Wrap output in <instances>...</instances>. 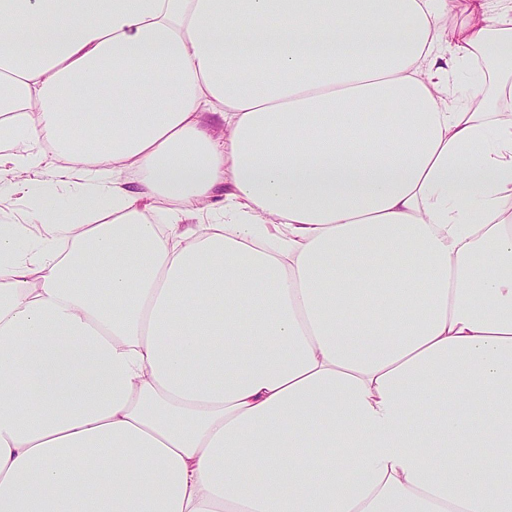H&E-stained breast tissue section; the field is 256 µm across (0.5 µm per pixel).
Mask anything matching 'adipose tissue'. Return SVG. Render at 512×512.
<instances>
[{
	"mask_svg": "<svg viewBox=\"0 0 512 512\" xmlns=\"http://www.w3.org/2000/svg\"><path fill=\"white\" fill-rule=\"evenodd\" d=\"M462 12L0 0V512H512V0ZM37 208L29 199L22 198L15 193L0 199V225L1 224H26L29 214Z\"/></svg>",
	"mask_w": 512,
	"mask_h": 512,
	"instance_id": "ef3b65f1",
	"label": "adipose tissue"
}]
</instances>
